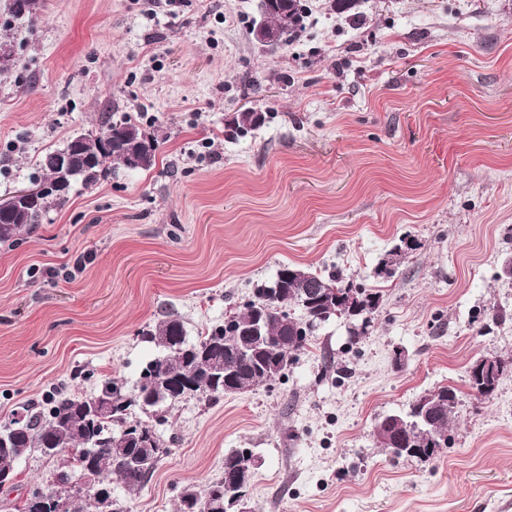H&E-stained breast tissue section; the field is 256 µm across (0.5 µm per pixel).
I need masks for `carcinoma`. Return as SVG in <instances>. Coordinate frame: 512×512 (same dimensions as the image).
<instances>
[{"label":"carcinoma","instance_id":"carcinoma-1","mask_svg":"<svg viewBox=\"0 0 512 512\" xmlns=\"http://www.w3.org/2000/svg\"><path fill=\"white\" fill-rule=\"evenodd\" d=\"M292 19V25L283 33L280 44L286 45L302 30L303 10L300 0H271L266 4L267 25L276 28L284 18ZM266 121L262 112H240L233 124L238 133L246 135L259 129ZM118 129L112 151L101 161L78 173L76 179L86 184L96 182L105 175L109 166L116 163L131 169L124 149L134 148L143 158L141 169L150 168L156 159L158 141L145 133L136 119L124 113L116 118H105L96 130L83 134L79 146L84 152L95 153L103 134ZM55 151L45 152L36 161L38 176L32 183L46 187L44 195L35 206L22 207L9 219H0V242L13 238L22 228L41 223L44 215L53 207L67 202V189H56L61 181L51 158ZM320 295L318 305L323 320L343 317L355 321L350 314L347 295L372 298L374 307L368 311L374 315L380 304V295L358 287L341 275L322 276L316 272L284 265L270 284H260L254 289L253 299L245 310L231 320L201 332L194 341L187 340L181 318L168 314L146 333L148 342L158 349V355L149 361L141 372L153 385L141 383L126 394L118 380L104 376L99 382L97 394L83 398L55 390L45 400L33 407L24 408L23 417L12 414L0 423V432L9 434L7 446H0V476L16 474L15 464L33 448L50 444L56 452L69 451L74 471L85 480L91 493L65 503L62 512H122L112 501L111 477H117L130 491L143 487L153 475L157 463L166 449L162 448L155 428L141 420L132 419V411L140 409L159 411L187 398L197 397L218 402L227 395L225 388L240 393L247 389L268 385L280 378L295 356L309 344L312 328L320 321H311L305 302L309 289ZM301 309L303 316L294 318L288 308ZM512 375V360L489 386L487 381L475 375L468 377L469 387L477 391L484 386L489 390L481 397H490L502 379ZM429 404L435 407L433 424L414 427L415 408L403 415L405 426L396 437L409 449V457L420 454L432 459L440 450V444L455 416L457 392L441 387L429 394ZM112 401V412L96 419L90 417L95 402ZM134 424L141 430L136 441L123 439L124 427ZM252 455L244 449L224 454V467L251 465ZM208 490L187 484L181 487L177 512H186L190 500H203ZM63 497L54 489L35 490L29 494L16 512H44L43 505Z\"/></svg>","mask_w":512,"mask_h":512}]
</instances>
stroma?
Listing matches in <instances>:
<instances>
[{"instance_id":"stroma-1","label":"stroma","mask_w":512,"mask_h":512,"mask_svg":"<svg viewBox=\"0 0 512 512\" xmlns=\"http://www.w3.org/2000/svg\"><path fill=\"white\" fill-rule=\"evenodd\" d=\"M9 3L0 200L115 112L159 148L0 242V421L62 384L132 389L165 312L196 338L289 263L379 293L370 325L355 341L331 318L280 380L166 409L150 481L112 483L124 512H176L182 485L215 481L235 448L255 463L254 512H512V377L487 399L467 383L476 358H512V0H301L304 28L281 46L249 33L259 0L154 16L148 0H38L23 18ZM247 109L266 122L240 136ZM403 237L417 249L390 258ZM445 386L456 420L434 459L376 446L381 417ZM68 465L25 454L0 512Z\"/></svg>"}]
</instances>
